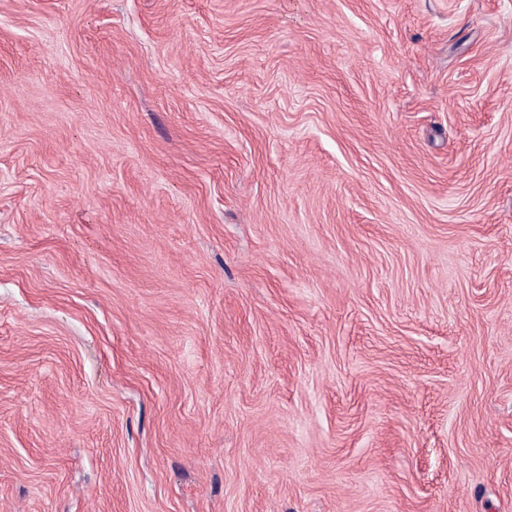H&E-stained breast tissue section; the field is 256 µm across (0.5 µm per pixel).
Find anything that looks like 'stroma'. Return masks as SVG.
Here are the masks:
<instances>
[{
    "instance_id": "1",
    "label": "stroma",
    "mask_w": 512,
    "mask_h": 512,
    "mask_svg": "<svg viewBox=\"0 0 512 512\" xmlns=\"http://www.w3.org/2000/svg\"><path fill=\"white\" fill-rule=\"evenodd\" d=\"M0 512H512V0H0Z\"/></svg>"
}]
</instances>
